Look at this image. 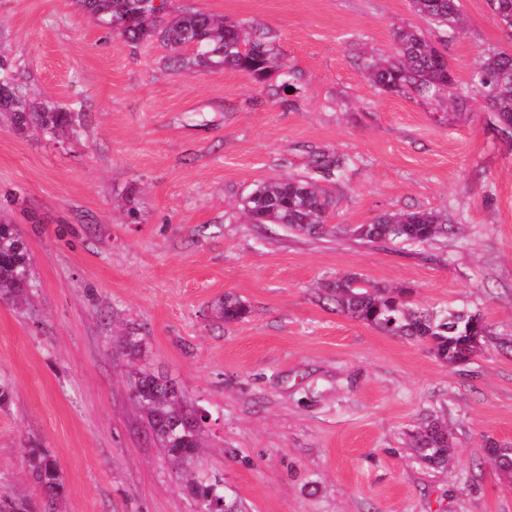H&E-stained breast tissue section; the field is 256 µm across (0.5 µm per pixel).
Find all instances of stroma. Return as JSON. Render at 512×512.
Segmentation results:
<instances>
[{
    "label": "stroma",
    "instance_id": "stroma-1",
    "mask_svg": "<svg viewBox=\"0 0 512 512\" xmlns=\"http://www.w3.org/2000/svg\"><path fill=\"white\" fill-rule=\"evenodd\" d=\"M168 7L267 31L280 67L265 84L173 70L164 44L129 45L75 0H0V55L22 91L79 115L62 137L0 124V220L39 280L29 307L0 300V495L32 512H199L187 475L201 471L247 512H512V478L487 459L490 442L512 446V352L487 345L451 367L320 299L322 281L354 272L512 337V139L478 96L454 116L446 98L385 92L363 69L394 57L408 24L464 83L487 52H512V34L487 0H460L453 35L409 0ZM320 151L351 159L320 182L330 224L428 210L457 233L393 246L247 222L256 184L309 175ZM228 293L244 319L216 317ZM133 327L142 367L210 414L196 463L176 465L146 429L115 344ZM433 418L452 434L446 470L409 448ZM33 448L58 462L56 503L29 471Z\"/></svg>",
    "mask_w": 512,
    "mask_h": 512
}]
</instances>
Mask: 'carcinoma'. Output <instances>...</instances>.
I'll return each mask as SVG.
<instances>
[{"label":"carcinoma","instance_id":"1","mask_svg":"<svg viewBox=\"0 0 512 512\" xmlns=\"http://www.w3.org/2000/svg\"><path fill=\"white\" fill-rule=\"evenodd\" d=\"M89 18L108 27L113 20L128 19L131 25L114 31L127 42L140 44L156 38L169 45L176 55L171 63L201 69L224 68L246 71L258 80L276 69L277 56L265 33L253 35L240 24L222 16L203 12L166 13L167 0H76ZM415 14L453 33L461 26L459 0H410ZM494 18L512 31V0H488ZM397 59L393 62L366 60L368 79L379 89L393 94L410 90L423 98L448 93V102L464 110L470 93H477L493 112L500 131L512 136V53L488 52L472 71L466 86L456 85L447 56L411 26L394 30ZM0 117L14 130L32 128L59 135L72 128L76 116L59 108L38 105L27 99L14 77L0 81ZM349 159L340 153H320L313 177L288 176L263 182L242 202L253 224H277L297 234H330L329 201L317 178L340 176ZM453 226L432 211L383 213L370 224L343 228V232L368 243H425L448 234ZM37 288L31 258L16 225L0 221V297L22 308L29 304ZM323 295L344 315L368 324L389 336H408L426 342L434 356L450 365L473 356L492 336L488 324L477 313L464 309L427 310L409 302L410 290L369 283L355 273L339 274L322 286ZM248 309L231 294L224 295L217 317L226 322L241 320ZM121 354L134 366L146 357L148 342L133 332L118 338ZM132 396L152 434L169 457L178 464L194 461L202 446L206 411L188 401L172 380L136 369L130 380ZM410 449L425 465L446 469L453 459V443L447 424L432 419L410 435ZM493 466L512 477V447L488 451ZM28 465L36 482L50 499L64 494L55 459L34 449ZM190 489L201 512H245L238 497L224 491L219 479L193 477Z\"/></svg>","mask_w":512,"mask_h":512}]
</instances>
